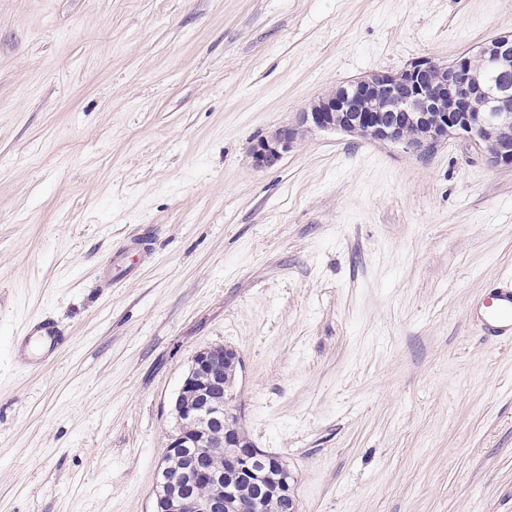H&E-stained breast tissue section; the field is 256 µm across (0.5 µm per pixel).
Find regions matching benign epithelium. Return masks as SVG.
<instances>
[{
  "label": "benign epithelium",
  "mask_w": 512,
  "mask_h": 512,
  "mask_svg": "<svg viewBox=\"0 0 512 512\" xmlns=\"http://www.w3.org/2000/svg\"><path fill=\"white\" fill-rule=\"evenodd\" d=\"M483 67L461 55L450 63L422 59L398 72L378 71L331 88L250 148L257 169L275 166L297 138L312 131L400 144L425 154L437 144L462 137L485 149L496 166H512V34L479 46ZM240 364L222 346L199 350L174 402L178 430L171 435L158 470L155 512H264L280 499L288 512L296 503L282 464L262 455L238 436L233 390L224 372ZM220 453L224 467L208 459ZM206 483L214 494L195 498L190 487Z\"/></svg>",
  "instance_id": "benign-epithelium-1"
}]
</instances>
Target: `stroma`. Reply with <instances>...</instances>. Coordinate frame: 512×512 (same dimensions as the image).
Listing matches in <instances>:
<instances>
[{
    "label": "stroma",
    "instance_id": "35a3bbf8",
    "mask_svg": "<svg viewBox=\"0 0 512 512\" xmlns=\"http://www.w3.org/2000/svg\"><path fill=\"white\" fill-rule=\"evenodd\" d=\"M510 32L512 0H0V512H153L217 345L299 512H512V342L468 314L512 273V167L338 131L249 154L337 84ZM42 316L69 336L29 367Z\"/></svg>",
    "mask_w": 512,
    "mask_h": 512
}]
</instances>
